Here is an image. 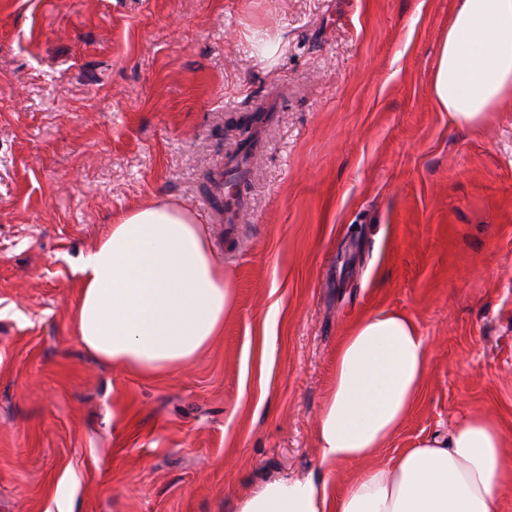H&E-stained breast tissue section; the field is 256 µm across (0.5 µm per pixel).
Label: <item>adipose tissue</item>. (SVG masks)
<instances>
[{
  "instance_id": "1",
  "label": "adipose tissue",
  "mask_w": 512,
  "mask_h": 512,
  "mask_svg": "<svg viewBox=\"0 0 512 512\" xmlns=\"http://www.w3.org/2000/svg\"><path fill=\"white\" fill-rule=\"evenodd\" d=\"M432 93L463 131L512 97V0H456ZM75 272L72 332L123 372L154 378L187 367L224 334L232 287L186 208L156 201L120 215ZM428 371L429 344L411 317L359 316L336 350L317 422V472L266 481L236 512H501L512 494V458L491 415L471 414L380 460L420 401ZM346 462L356 470L339 489L336 467Z\"/></svg>"
}]
</instances>
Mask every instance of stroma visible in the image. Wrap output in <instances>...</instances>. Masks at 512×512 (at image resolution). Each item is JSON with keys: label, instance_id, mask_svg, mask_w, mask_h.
<instances>
[{"label": "stroma", "instance_id": "stroma-1", "mask_svg": "<svg viewBox=\"0 0 512 512\" xmlns=\"http://www.w3.org/2000/svg\"><path fill=\"white\" fill-rule=\"evenodd\" d=\"M455 4L0 0V512H233L317 471L337 342L375 310L430 345L383 457L470 411L512 447V98L474 131L437 105ZM158 199L235 306L146 379L75 339L74 268Z\"/></svg>", "mask_w": 512, "mask_h": 512}]
</instances>
